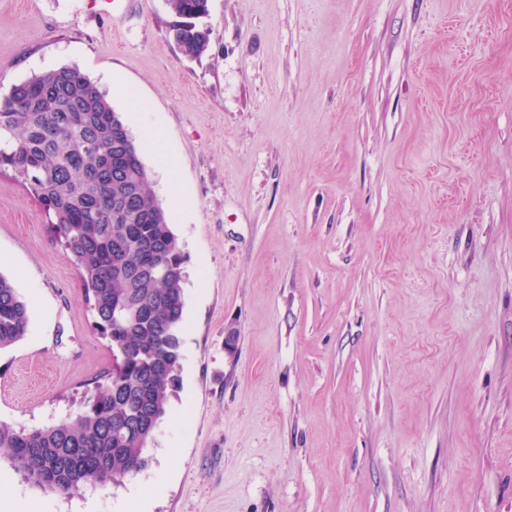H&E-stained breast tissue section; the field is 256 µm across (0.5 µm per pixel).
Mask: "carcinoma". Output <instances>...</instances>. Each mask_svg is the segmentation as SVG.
<instances>
[{"label":"carcinoma","mask_w":512,"mask_h":512,"mask_svg":"<svg viewBox=\"0 0 512 512\" xmlns=\"http://www.w3.org/2000/svg\"><path fill=\"white\" fill-rule=\"evenodd\" d=\"M182 53L201 56L209 0H168ZM41 205L79 270L112 367L79 410L46 428L0 426V449L24 480L71 496L108 488L150 464L148 447L179 380L183 256L130 131L80 68L34 74L0 94V173ZM29 311L0 275V350L26 336Z\"/></svg>","instance_id":"obj_1"}]
</instances>
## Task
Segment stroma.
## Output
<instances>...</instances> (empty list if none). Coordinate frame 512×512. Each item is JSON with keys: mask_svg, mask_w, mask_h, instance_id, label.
<instances>
[{"mask_svg": "<svg viewBox=\"0 0 512 512\" xmlns=\"http://www.w3.org/2000/svg\"><path fill=\"white\" fill-rule=\"evenodd\" d=\"M167 0H0V92L79 67L153 192L193 206L180 385L119 485L42 512H512V0H209L183 55ZM157 130L155 145L144 138ZM0 275L28 303L0 425L73 414L112 365L39 203L0 175ZM160 488L161 486L156 484L135 490L123 512H152V503Z\"/></svg>", "mask_w": 512, "mask_h": 512, "instance_id": "35a3bbf8", "label": "stroma"}]
</instances>
